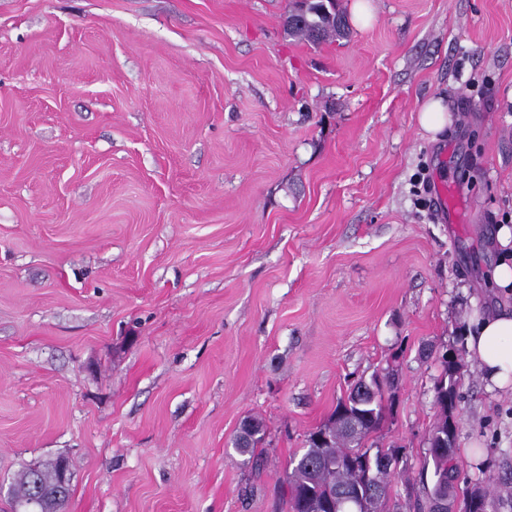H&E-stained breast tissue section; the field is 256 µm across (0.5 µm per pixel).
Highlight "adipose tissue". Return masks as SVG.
I'll use <instances>...</instances> for the list:
<instances>
[{"mask_svg": "<svg viewBox=\"0 0 512 512\" xmlns=\"http://www.w3.org/2000/svg\"><path fill=\"white\" fill-rule=\"evenodd\" d=\"M464 346L482 369L488 389L512 384V313L474 314L466 327Z\"/></svg>", "mask_w": 512, "mask_h": 512, "instance_id": "1", "label": "adipose tissue"}]
</instances>
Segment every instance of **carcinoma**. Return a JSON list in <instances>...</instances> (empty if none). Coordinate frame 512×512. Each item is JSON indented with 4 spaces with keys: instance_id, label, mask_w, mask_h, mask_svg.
Returning a JSON list of instances; mask_svg holds the SVG:
<instances>
[{
    "instance_id": "obj_1",
    "label": "carcinoma",
    "mask_w": 512,
    "mask_h": 512,
    "mask_svg": "<svg viewBox=\"0 0 512 512\" xmlns=\"http://www.w3.org/2000/svg\"><path fill=\"white\" fill-rule=\"evenodd\" d=\"M285 33L311 43L346 38L348 22L339 0H290ZM441 373L435 382L437 421L431 429L424 465H432V487L425 498L409 503L413 512H438L443 498L455 499L460 472L456 465L459 422L448 423L457 415L460 402L462 364L456 354L445 351L439 357ZM397 388L396 378L382 376V383L371 390L357 383L346 399L324 423L312 429L305 448L288 462L286 479L280 486L283 512H364L366 505L348 496L357 475L348 460L359 459L375 450L376 468L369 489L386 508L394 489V472L388 459L396 448H373L372 437L385 426L390 408L384 404L385 391ZM56 463L21 470L11 487L14 495L28 498L36 494V481L46 484L55 478Z\"/></svg>"
}]
</instances>
